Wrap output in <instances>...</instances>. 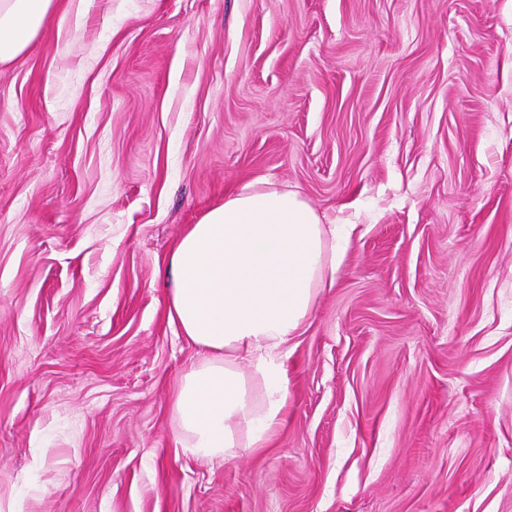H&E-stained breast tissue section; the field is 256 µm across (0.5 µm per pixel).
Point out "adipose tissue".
<instances>
[{"instance_id":"obj_1","label":"adipose tissue","mask_w":512,"mask_h":512,"mask_svg":"<svg viewBox=\"0 0 512 512\" xmlns=\"http://www.w3.org/2000/svg\"><path fill=\"white\" fill-rule=\"evenodd\" d=\"M56 0H0V65L23 56ZM297 193L246 186L189 225L164 271L168 315L199 357L172 395L191 455L229 460L265 447L285 421V360L347 245ZM249 371H242V364Z\"/></svg>"}]
</instances>
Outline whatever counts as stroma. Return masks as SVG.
<instances>
[{
	"label": "stroma",
	"mask_w": 512,
	"mask_h": 512,
	"mask_svg": "<svg viewBox=\"0 0 512 512\" xmlns=\"http://www.w3.org/2000/svg\"><path fill=\"white\" fill-rule=\"evenodd\" d=\"M257 181L356 230L205 462L161 272ZM0 512H512V0H57L0 66Z\"/></svg>",
	"instance_id": "stroma-1"
}]
</instances>
